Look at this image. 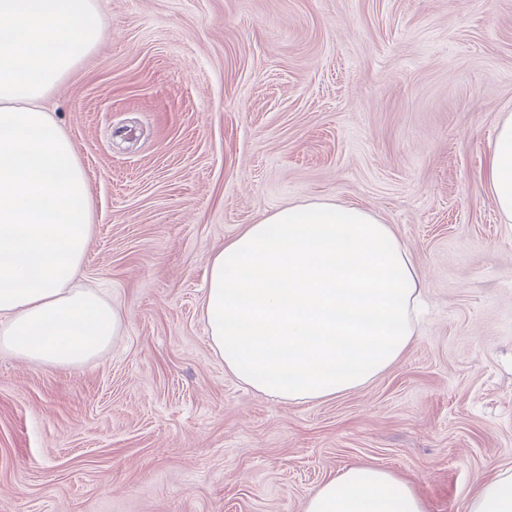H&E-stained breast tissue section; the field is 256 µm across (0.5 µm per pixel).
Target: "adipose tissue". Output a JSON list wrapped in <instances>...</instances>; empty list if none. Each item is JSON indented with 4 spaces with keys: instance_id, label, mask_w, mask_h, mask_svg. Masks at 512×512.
Instances as JSON below:
<instances>
[{
    "instance_id": "1",
    "label": "adipose tissue",
    "mask_w": 512,
    "mask_h": 512,
    "mask_svg": "<svg viewBox=\"0 0 512 512\" xmlns=\"http://www.w3.org/2000/svg\"><path fill=\"white\" fill-rule=\"evenodd\" d=\"M94 0H0V351L49 367L82 366L120 336L121 310L77 285L93 214L69 135L43 99L100 39ZM487 184L512 224V112L501 113ZM426 286L391 225L368 208L292 204L214 251L202 302L227 372L288 403L355 390L394 365ZM304 512H426L412 485L375 466L343 470ZM467 512H512V469Z\"/></svg>"
}]
</instances>
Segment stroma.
Segmentation results:
<instances>
[{
    "label": "stroma",
    "mask_w": 512,
    "mask_h": 512,
    "mask_svg": "<svg viewBox=\"0 0 512 512\" xmlns=\"http://www.w3.org/2000/svg\"><path fill=\"white\" fill-rule=\"evenodd\" d=\"M45 102L93 205L81 282L125 313L95 361L0 352V512H303L352 465L466 512L512 468V228L483 172L512 111V0H95ZM324 198L393 225L427 314L391 368L310 403L212 352L209 255Z\"/></svg>",
    "instance_id": "obj_1"
}]
</instances>
